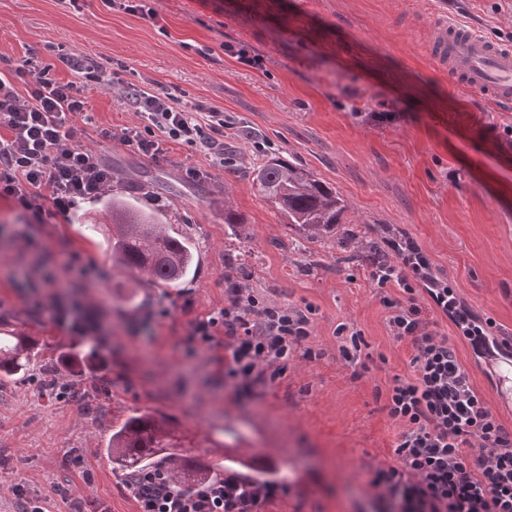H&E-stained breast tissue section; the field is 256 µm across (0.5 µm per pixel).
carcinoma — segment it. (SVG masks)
Instances as JSON below:
<instances>
[{"label":"carcinoma","instance_id":"cac0c4a2","mask_svg":"<svg viewBox=\"0 0 512 512\" xmlns=\"http://www.w3.org/2000/svg\"><path fill=\"white\" fill-rule=\"evenodd\" d=\"M257 193L314 239L331 232L341 223L347 208L336 188L309 170L279 156L263 160L253 171ZM112 217L107 247L112 265L131 274L133 287L149 283L171 288L182 284L196 266V250L190 240L158 223L154 214L137 200L114 195L103 208ZM39 342L31 336H0V376L26 375L38 357ZM105 358L92 345L74 343L43 366L53 381L66 374L78 378L104 368ZM179 421L163 412L129 415L112 429L103 451L112 469L134 476L147 469L167 472L174 486L191 482L235 477L247 490L271 482L276 465L260 462L250 455L224 456V462L205 464L189 459L178 449L184 447Z\"/></svg>","mask_w":512,"mask_h":512}]
</instances>
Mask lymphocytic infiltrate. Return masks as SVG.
<instances>
[{
    "label": "lymphocytic infiltrate",
    "mask_w": 512,
    "mask_h": 512,
    "mask_svg": "<svg viewBox=\"0 0 512 512\" xmlns=\"http://www.w3.org/2000/svg\"><path fill=\"white\" fill-rule=\"evenodd\" d=\"M72 80L50 75L32 57L0 73V197L12 200L34 223L47 208L70 212L80 201L102 196L112 186V170L76 138L75 119L89 110L86 88L105 80L102 66L85 55L66 59ZM129 105L142 117L120 141L144 156L164 154L175 142L224 160V136L231 126L223 113L192 112L166 94L133 85ZM369 278L394 340L408 343L411 375H393L382 409L403 426L394 449L397 465L371 471L369 485L381 504L398 503L402 512H512V430L477 388L458 358L454 343L426 318L433 308L449 319L474 350H512V340L495 334L492 318L473 314L447 281L434 277L429 259L414 245L378 250ZM312 305L271 303L244 278L224 276V306L188 322V355L223 343L213 361L236 396L264 397L279 385L295 353L307 360L321 353L306 341ZM337 351L361 378L372 358L362 331L347 324L335 330ZM273 484L241 498L234 483L207 481L191 490L174 487L164 472L138 475L132 493L138 512H256L285 492Z\"/></svg>",
    "instance_id": "obj_1"
}]
</instances>
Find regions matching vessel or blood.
Returning <instances> with one entry per match:
<instances>
[{
  "instance_id": "obj_1",
  "label": "vessel or blood",
  "mask_w": 512,
  "mask_h": 512,
  "mask_svg": "<svg viewBox=\"0 0 512 512\" xmlns=\"http://www.w3.org/2000/svg\"><path fill=\"white\" fill-rule=\"evenodd\" d=\"M429 54L462 90L477 92L488 104H512V46L462 26L435 21Z\"/></svg>"
}]
</instances>
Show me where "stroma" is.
Masks as SVG:
<instances>
[{
    "label": "stroma",
    "instance_id": "obj_1",
    "mask_svg": "<svg viewBox=\"0 0 512 512\" xmlns=\"http://www.w3.org/2000/svg\"><path fill=\"white\" fill-rule=\"evenodd\" d=\"M157 19L110 9L102 0H0V58L31 56L68 77L72 54L116 69L118 85L86 91L80 140L114 175V193L138 199L188 237L199 254L193 279L178 288L129 290V276L105 252L101 204L29 224L0 200V333L32 336L40 358H56L77 335L55 324V303L89 317V341L107 359L106 384L86 380L83 401L41 393L38 375L0 383V512H18L19 485L46 512H137L129 479L103 452L115 425L137 411L175 416L210 462L223 448L263 451L287 487L258 512H376L372 469L396 464L401 424L382 411L379 389L409 371L407 344L367 266L383 238L412 242L434 274L471 310L512 338V110L460 91L427 54L434 17L512 42V0H153ZM260 55L244 65L225 44ZM174 95L226 113L240 131L228 161L169 144L143 156L114 132L140 124L124 85ZM111 130L103 138L101 130ZM313 172L347 204L334 233L306 238L253 187L262 161L253 139ZM199 178H190V171ZM239 216L224 221L225 208ZM95 267L65 292L68 264ZM242 272L275 303L312 304L315 361L295 357L285 379L258 401L235 399L207 354L185 355L183 304L205 316L224 305L225 270ZM361 329L385 369L353 379L336 351L338 324ZM453 338L491 408L506 399L449 320Z\"/></svg>",
    "mask_w": 512,
    "mask_h": 512
}]
</instances>
